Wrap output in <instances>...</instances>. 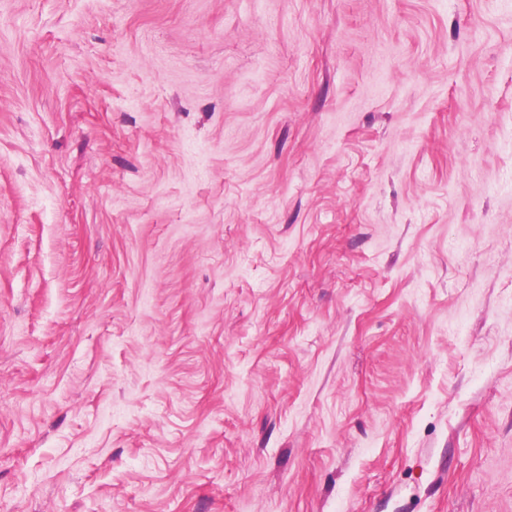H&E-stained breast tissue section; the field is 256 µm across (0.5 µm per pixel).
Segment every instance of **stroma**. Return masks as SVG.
<instances>
[{"label": "stroma", "mask_w": 512, "mask_h": 512, "mask_svg": "<svg viewBox=\"0 0 512 512\" xmlns=\"http://www.w3.org/2000/svg\"><path fill=\"white\" fill-rule=\"evenodd\" d=\"M0 512H512V0H0Z\"/></svg>", "instance_id": "1"}]
</instances>
